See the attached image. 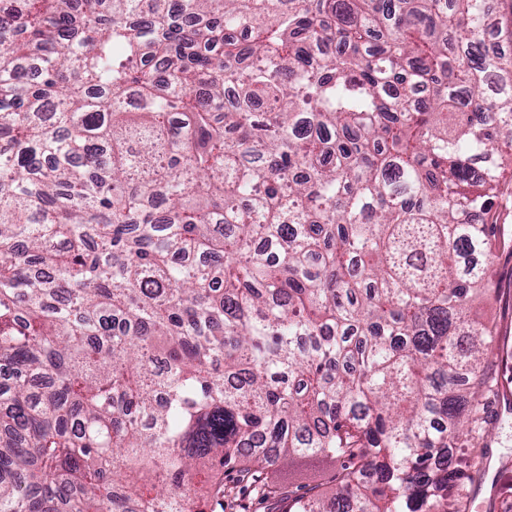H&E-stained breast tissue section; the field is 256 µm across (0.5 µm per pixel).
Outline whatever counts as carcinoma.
<instances>
[{"label": "carcinoma", "instance_id": "cac0c4a2", "mask_svg": "<svg viewBox=\"0 0 512 512\" xmlns=\"http://www.w3.org/2000/svg\"><path fill=\"white\" fill-rule=\"evenodd\" d=\"M491 0H0V512H468L512 237ZM492 210L497 224H505L509 234L512 232V171L507 169L502 179L501 190L494 199ZM256 476L260 483L274 492L261 497L249 482L242 481L240 472L226 473L224 507L220 499L210 497L207 485L203 482L198 483V493L208 500L207 512H285L288 490L290 493L301 494L312 486H317L324 492H329L335 487L334 468L330 465H321L315 471L298 472L290 484L285 473L276 467L264 469L254 477Z\"/></svg>", "mask_w": 512, "mask_h": 512}]
</instances>
